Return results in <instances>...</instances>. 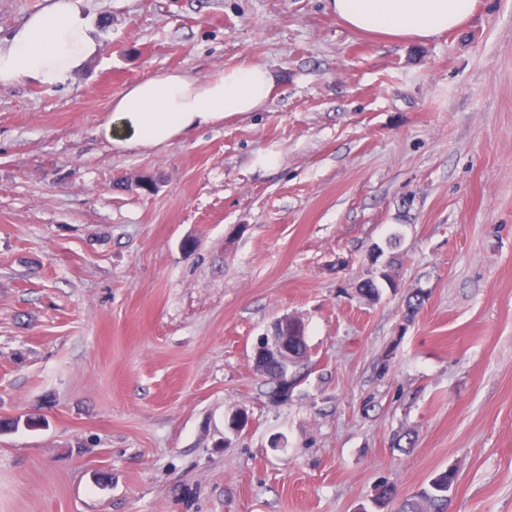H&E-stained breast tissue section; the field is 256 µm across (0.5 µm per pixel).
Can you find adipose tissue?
Instances as JSON below:
<instances>
[{"instance_id":"1","label":"adipose tissue","mask_w":512,"mask_h":512,"mask_svg":"<svg viewBox=\"0 0 512 512\" xmlns=\"http://www.w3.org/2000/svg\"><path fill=\"white\" fill-rule=\"evenodd\" d=\"M347 29L390 41L425 43L463 27L476 0H330ZM103 25L89 0H47L0 45V89L32 82L53 89L68 84L98 55ZM276 81L249 63L200 81L171 70L130 85L112 102L97 134L118 148H153L212 126L224 117L263 108Z\"/></svg>"}]
</instances>
